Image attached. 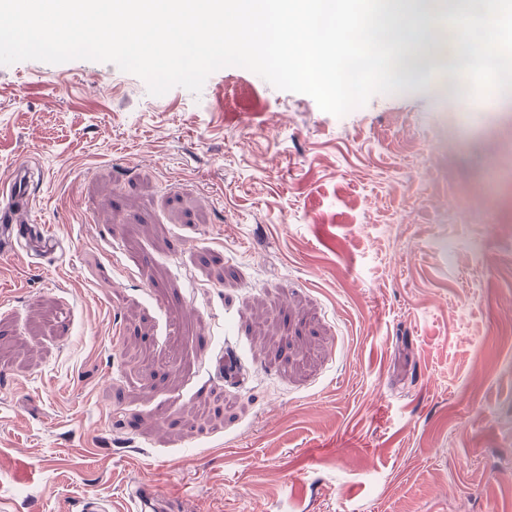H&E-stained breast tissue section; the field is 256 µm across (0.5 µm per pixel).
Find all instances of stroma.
I'll return each mask as SVG.
<instances>
[{
    "label": "stroma",
    "mask_w": 512,
    "mask_h": 512,
    "mask_svg": "<svg viewBox=\"0 0 512 512\" xmlns=\"http://www.w3.org/2000/svg\"><path fill=\"white\" fill-rule=\"evenodd\" d=\"M480 103L0 66V180L55 239L0 257V512H512V112Z\"/></svg>",
    "instance_id": "1"
}]
</instances>
